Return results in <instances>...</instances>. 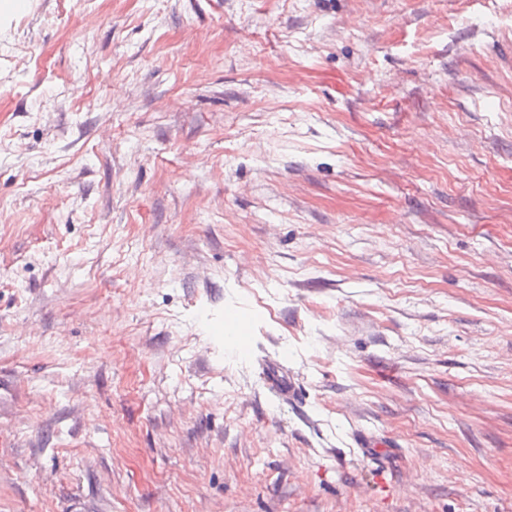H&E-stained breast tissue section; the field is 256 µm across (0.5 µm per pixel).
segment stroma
<instances>
[{"label": "stroma", "mask_w": 512, "mask_h": 512, "mask_svg": "<svg viewBox=\"0 0 512 512\" xmlns=\"http://www.w3.org/2000/svg\"><path fill=\"white\" fill-rule=\"evenodd\" d=\"M0 512H512V0L11 14ZM266 380L272 392L287 399L293 398L298 389L297 384L291 378L281 374L278 369H268Z\"/></svg>", "instance_id": "35a3bbf8"}]
</instances>
